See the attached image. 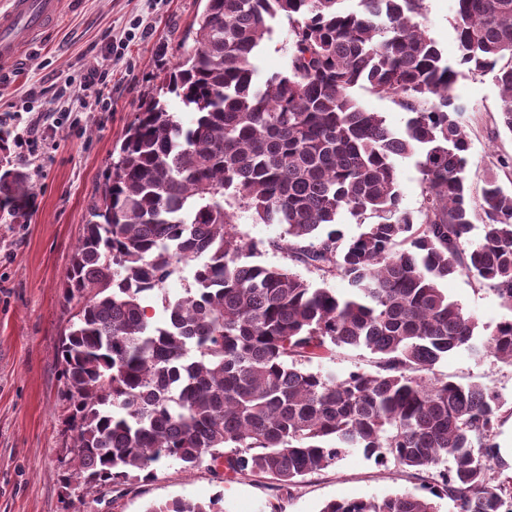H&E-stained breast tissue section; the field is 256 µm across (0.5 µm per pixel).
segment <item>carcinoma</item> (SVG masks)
Here are the masks:
<instances>
[{
	"label": "carcinoma",
	"mask_w": 512,
	"mask_h": 512,
	"mask_svg": "<svg viewBox=\"0 0 512 512\" xmlns=\"http://www.w3.org/2000/svg\"><path fill=\"white\" fill-rule=\"evenodd\" d=\"M424 12L425 0H205L193 52L123 131L66 271L79 309L59 360L79 484L152 481L178 461L206 462L227 480L264 474L289 490L359 448L435 475L432 495L457 512H512V464L495 441L512 406L492 386L433 373L459 348L512 364V319L482 336L440 288L466 276L512 312V194L493 172L479 196L469 192L454 94L462 70L493 74L512 133V0H454V63ZM282 16L288 68L259 84L255 55ZM358 86L396 97L410 114L404 128L365 109ZM167 93L195 114L190 125L160 99ZM412 156L416 216L398 182V160ZM27 196L23 171L0 175V207ZM236 207L283 225L269 246L348 291L255 261ZM342 211L381 221L346 243ZM180 262L194 263L192 283L172 298L165 282ZM150 302L161 319L148 316ZM331 345L370 350L379 371L338 380L305 368ZM221 501L177 497L145 512H223ZM320 512L435 505L404 492Z\"/></svg>",
	"instance_id": "obj_1"
}]
</instances>
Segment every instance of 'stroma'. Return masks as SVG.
I'll return each mask as SVG.
<instances>
[{"label": "stroma", "instance_id": "1", "mask_svg": "<svg viewBox=\"0 0 512 512\" xmlns=\"http://www.w3.org/2000/svg\"><path fill=\"white\" fill-rule=\"evenodd\" d=\"M454 0H425L429 35L448 60L458 54L452 27ZM204 8L202 0H60L55 22L24 57L17 75L0 84V129L18 140L34 114L57 117L38 148L19 157L16 148L0 152V172L24 161L31 193L18 210L0 211V512H143L151 501L185 497L206 502L223 496L224 512H320L326 502L381 498L411 492L428 496L431 475H410L381 464L357 448L345 449L336 463L307 476L291 491L263 475L231 482L208 467L187 469L176 461L149 482L86 492L78 482L63 485V400L58 350L74 305L63 296V280L82 226L98 203L108 164L123 129L145 99L155 94L194 45L190 29ZM290 25L280 18L275 33L257 53V80L284 72ZM112 75L104 96L87 90L85 108L72 109L62 96L65 84H79L91 70ZM462 105L461 125L470 145L467 181L479 194L489 170L512 192V133L502 128L500 89L492 75L463 73L455 87ZM245 239L261 244L258 262L282 266L286 260L269 246L282 232L277 224L254 223L238 211ZM451 300L491 333L511 317L486 286L457 275L443 280ZM378 358L364 348L337 347L312 370L346 378L373 373ZM438 376L483 383L512 401V366L458 349L434 367Z\"/></svg>", "mask_w": 512, "mask_h": 512}]
</instances>
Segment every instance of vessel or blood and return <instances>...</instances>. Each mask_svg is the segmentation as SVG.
I'll list each match as a JSON object with an SVG mask.
<instances>
[{
  "label": "vessel or blood",
  "mask_w": 512,
  "mask_h": 512,
  "mask_svg": "<svg viewBox=\"0 0 512 512\" xmlns=\"http://www.w3.org/2000/svg\"><path fill=\"white\" fill-rule=\"evenodd\" d=\"M59 0H12L0 14V84L9 78L36 35L54 20Z\"/></svg>",
  "instance_id": "1"
}]
</instances>
